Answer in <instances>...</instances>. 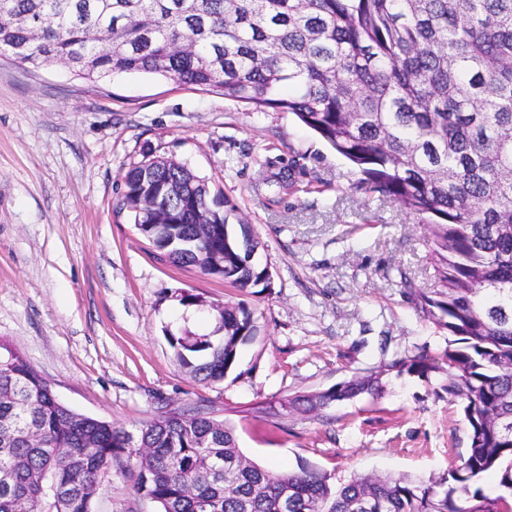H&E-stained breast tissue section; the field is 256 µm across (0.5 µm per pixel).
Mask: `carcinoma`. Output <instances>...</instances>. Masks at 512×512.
Segmentation results:
<instances>
[{
    "label": "carcinoma",
    "instance_id": "carcinoma-1",
    "mask_svg": "<svg viewBox=\"0 0 512 512\" xmlns=\"http://www.w3.org/2000/svg\"><path fill=\"white\" fill-rule=\"evenodd\" d=\"M40 46L32 55L27 49ZM39 68L63 63L95 82L152 74L258 110L293 113L355 164L366 190L424 216L430 287L417 308L447 333L440 354L387 370H443L462 401L468 447L426 481L376 474L336 484L316 466L279 472L245 455L206 408L135 426L80 414L55 398L26 356L0 340V512H94L112 465L135 460L134 489L158 512H512V0H0V48ZM158 223H143V212ZM160 249L197 239L172 263L244 291L264 267L236 205L172 157L148 154L115 206ZM235 216L239 230L229 229ZM213 329L169 333L194 375L224 380L256 336L241 303ZM384 371L296 395L285 415L384 394Z\"/></svg>",
    "mask_w": 512,
    "mask_h": 512
}]
</instances>
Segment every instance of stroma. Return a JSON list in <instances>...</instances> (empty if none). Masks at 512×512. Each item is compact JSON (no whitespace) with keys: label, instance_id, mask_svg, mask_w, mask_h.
<instances>
[{"label":"stroma","instance_id":"obj_1","mask_svg":"<svg viewBox=\"0 0 512 512\" xmlns=\"http://www.w3.org/2000/svg\"><path fill=\"white\" fill-rule=\"evenodd\" d=\"M174 156L221 188L263 243L270 288L156 259L114 214L129 166ZM292 185L275 186L280 173ZM361 174L289 112H256L223 95L144 75L100 82L62 64L0 57V339L20 349L58 399L126 427L162 404L209 407L239 448L277 470L316 464L356 474L428 478L468 446L441 371L390 372L386 392L314 415L264 407L326 390L448 338L420 317L401 276L428 284L426 226L358 188ZM184 289L204 306L186 312ZM245 302L259 333L224 381L194 377L166 336L181 322L208 332L216 305ZM94 512H157L113 470Z\"/></svg>","mask_w":512,"mask_h":512}]
</instances>
